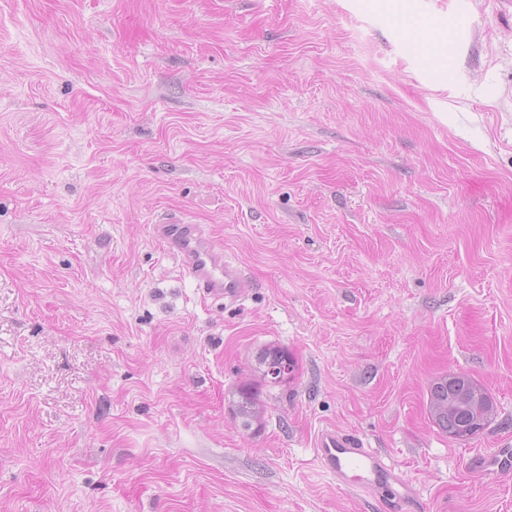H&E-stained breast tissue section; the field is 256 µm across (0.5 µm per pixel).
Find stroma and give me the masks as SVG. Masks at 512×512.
I'll return each instance as SVG.
<instances>
[{
  "label": "stroma",
  "mask_w": 512,
  "mask_h": 512,
  "mask_svg": "<svg viewBox=\"0 0 512 512\" xmlns=\"http://www.w3.org/2000/svg\"><path fill=\"white\" fill-rule=\"evenodd\" d=\"M449 373L494 398L467 441L428 413ZM327 425L418 512H512L469 466L512 448V6L0 0V512H368L314 461ZM155 237L178 259L183 272L203 295L230 303L241 301L250 288L239 264L198 224H156ZM260 364L259 374L262 382L267 386H279L282 383H288V379L293 378L296 368L293 357L288 353V349L280 347H270L264 349L258 357ZM282 374V378L275 381L274 378ZM289 376L283 381V376ZM234 416L242 420L243 427L249 429L260 416V407L252 390L242 386L238 390V401L234 405Z\"/></svg>",
  "instance_id": "1"
}]
</instances>
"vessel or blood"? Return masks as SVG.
<instances>
[{
  "mask_svg": "<svg viewBox=\"0 0 512 512\" xmlns=\"http://www.w3.org/2000/svg\"><path fill=\"white\" fill-rule=\"evenodd\" d=\"M154 234L204 296L230 303L245 297L249 283L241 267L202 226L158 224ZM313 446L316 463L337 486L376 501L379 512H415L417 492L412 483L358 434L327 426L317 432ZM470 464L487 477L511 473L512 450L479 455Z\"/></svg>",
  "mask_w": 512,
  "mask_h": 512,
  "instance_id": "1",
  "label": "vessel or blood"
}]
</instances>
